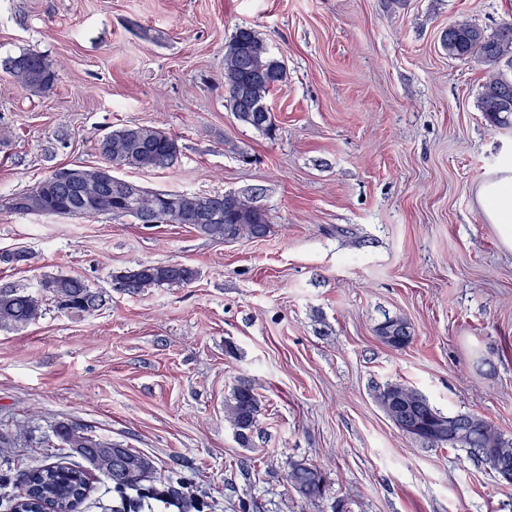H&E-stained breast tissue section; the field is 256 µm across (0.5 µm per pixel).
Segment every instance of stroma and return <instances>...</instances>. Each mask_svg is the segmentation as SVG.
<instances>
[{"label":"stroma","instance_id":"obj_1","mask_svg":"<svg viewBox=\"0 0 512 512\" xmlns=\"http://www.w3.org/2000/svg\"><path fill=\"white\" fill-rule=\"evenodd\" d=\"M512 0H0V62L38 53L56 73L31 92L0 70V286L63 274L104 304L44 300L0 328V429L61 422L178 470L210 512H512V484L463 448L399 431L375 395L406 384L443 414L512 440V252L480 188L512 161V129L476 107L483 82L441 34L494 31ZM253 29L286 68L267 106L276 131L226 105L224 45ZM171 134L165 168L121 169L153 191L252 199L260 239L224 243L188 224L19 215L15 193L60 167H96L126 125ZM182 263L195 280L141 294L120 277ZM408 321L395 350L375 334ZM246 382L261 400L249 445L224 418ZM319 465L302 499L293 462ZM375 332L376 336L384 339V344L396 350L405 349L412 341L409 324L397 317L385 319L377 325ZM288 484L305 500L321 497L324 476L320 468L307 462H294L287 475Z\"/></svg>","mask_w":512,"mask_h":512}]
</instances>
